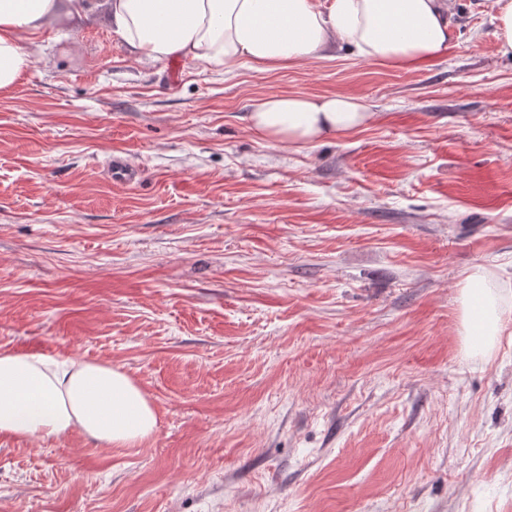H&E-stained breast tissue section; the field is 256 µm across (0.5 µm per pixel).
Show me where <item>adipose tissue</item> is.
Returning a JSON list of instances; mask_svg holds the SVG:
<instances>
[{"label":"adipose tissue","mask_w":512,"mask_h":512,"mask_svg":"<svg viewBox=\"0 0 512 512\" xmlns=\"http://www.w3.org/2000/svg\"><path fill=\"white\" fill-rule=\"evenodd\" d=\"M112 34L140 63L192 60L258 71L347 46L398 68L445 57L452 0H102ZM90 0H0V92L32 66L49 21L88 19ZM360 97L270 94L249 121L272 142L311 145L373 121ZM500 286L469 275L461 292L468 348L492 349L501 330ZM157 426L147 394L121 369L96 361L0 352V436L60 439L71 432L109 448L148 439Z\"/></svg>","instance_id":"obj_1"}]
</instances>
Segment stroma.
<instances>
[{"mask_svg":"<svg viewBox=\"0 0 512 512\" xmlns=\"http://www.w3.org/2000/svg\"><path fill=\"white\" fill-rule=\"evenodd\" d=\"M495 0L448 54L339 48L270 71L142 64L53 20L0 94V351L99 360L158 422L130 448L0 437V512H512V58ZM353 94L326 142L250 127L269 94ZM137 182L112 173L113 158ZM503 287L472 354L461 289Z\"/></svg>","mask_w":512,"mask_h":512,"instance_id":"stroma-1","label":"stroma"}]
</instances>
